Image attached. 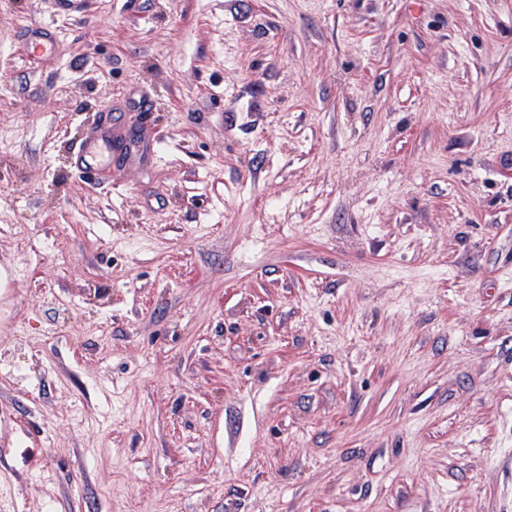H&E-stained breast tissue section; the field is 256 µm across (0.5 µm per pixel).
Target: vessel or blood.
I'll return each mask as SVG.
<instances>
[{"label": "vessel or blood", "instance_id": "b4317fda", "mask_svg": "<svg viewBox=\"0 0 512 512\" xmlns=\"http://www.w3.org/2000/svg\"><path fill=\"white\" fill-rule=\"evenodd\" d=\"M47 15L46 21L27 25L23 30V40L31 55L51 56L57 43L55 20L71 16L80 10L81 0H43ZM155 146L150 142L126 143L118 139L112 129L108 113H101L91 134L71 154V164L87 183H94L99 168L114 161L125 165L132 153H154Z\"/></svg>", "mask_w": 512, "mask_h": 512}]
</instances>
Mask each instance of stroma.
Instances as JSON below:
<instances>
[{
  "label": "stroma",
  "mask_w": 512,
  "mask_h": 512,
  "mask_svg": "<svg viewBox=\"0 0 512 512\" xmlns=\"http://www.w3.org/2000/svg\"><path fill=\"white\" fill-rule=\"evenodd\" d=\"M0 0V512H512V0ZM153 159L68 163L103 108ZM46 5L45 13L51 22H38L23 29V40L31 56L48 57L54 52L57 32L54 24L58 19L76 14L80 10L81 0H42Z\"/></svg>",
  "instance_id": "1"
}]
</instances>
